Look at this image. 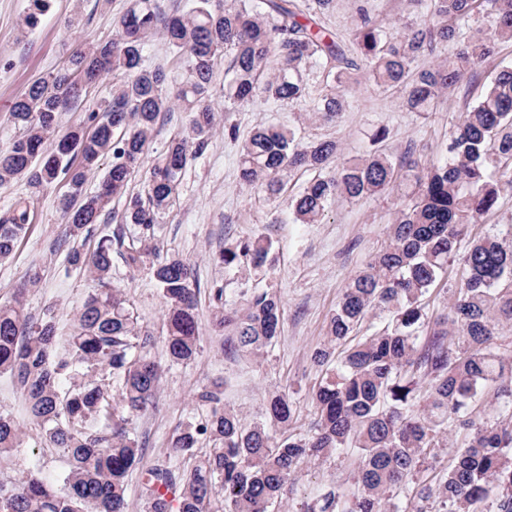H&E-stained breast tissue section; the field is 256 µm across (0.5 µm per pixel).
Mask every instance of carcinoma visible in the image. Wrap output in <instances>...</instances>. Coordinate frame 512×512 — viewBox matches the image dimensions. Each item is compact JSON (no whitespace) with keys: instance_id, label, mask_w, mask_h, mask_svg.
Wrapping results in <instances>:
<instances>
[{"instance_id":"carcinoma-1","label":"carcinoma","mask_w":512,"mask_h":512,"mask_svg":"<svg viewBox=\"0 0 512 512\" xmlns=\"http://www.w3.org/2000/svg\"><path fill=\"white\" fill-rule=\"evenodd\" d=\"M410 2L427 18L401 32L357 9L354 48L347 51L316 20L334 0H195L188 9L179 0L168 7L130 0L117 38L77 45L64 66L35 80L14 103L19 135L0 151V187L24 177L28 195L0 215V260L26 235L45 187L68 186L59 242L67 246L110 215L112 199L142 168L161 115L183 112L186 121L154 157L143 192L126 199L120 224L90 251L69 249L70 265L101 288L74 310L66 350L54 312L35 317L27 310L39 272L0 302V373L11 379L41 438L66 458L60 486L28 464L17 480L0 483V512H127V475L144 455L126 425L154 406L163 368L148 354L151 335L120 290L108 287L112 260L119 256L131 270L150 266L166 307L169 361H195L198 289L185 260L161 257L155 225L179 201L188 163L205 151L219 123L209 100L219 65L225 106L259 93L307 101L316 119L332 122L345 110L343 89L363 70L378 87L400 90L407 111L435 112L442 94L467 78L495 41L512 42V0ZM46 8L47 0H29L23 28L36 27ZM485 19L489 32L476 26ZM465 27L469 34L454 56L414 67ZM157 36L187 59L189 74L178 85H168L161 68L143 66L144 49ZM311 67L329 88L318 98L304 80ZM105 74L115 82L110 98L90 113L93 129L60 131L62 114L82 97L80 83ZM339 153L334 141L304 143L292 131L261 126L239 159L241 182L273 200L287 174L314 172L288 202L300 224L318 223L339 201L406 186L409 203L387 244L348 281L326 341L312 355L322 375L308 397L310 433L289 432L295 410L286 390L267 393L269 423H248L224 406L218 386L204 385L196 401L206 417L174 430L169 456L193 458L203 438L211 447L182 471L164 463L146 467L144 512H270L288 505L303 464L348 449L356 452L354 490L325 487L305 512H512V415L495 406L473 413L491 384L503 406L512 407V350L495 343L500 327L512 325V225L472 234L500 197L512 194V65L494 73L431 166L376 149L328 171ZM105 156L110 166L88 193V177ZM130 224L139 227L137 235ZM271 249V241L251 236L226 244L219 259L227 268L256 267ZM453 265L457 286L448 289L444 312L431 319L424 300ZM376 310L388 315L387 323L356 336ZM282 320L280 297L254 290L243 313L221 309L214 326L230 331L239 350L259 356ZM112 379L119 384L115 397ZM454 434L462 437L454 462L440 468L439 452ZM22 436L21 424L0 412V457L11 455Z\"/></svg>"}]
</instances>
